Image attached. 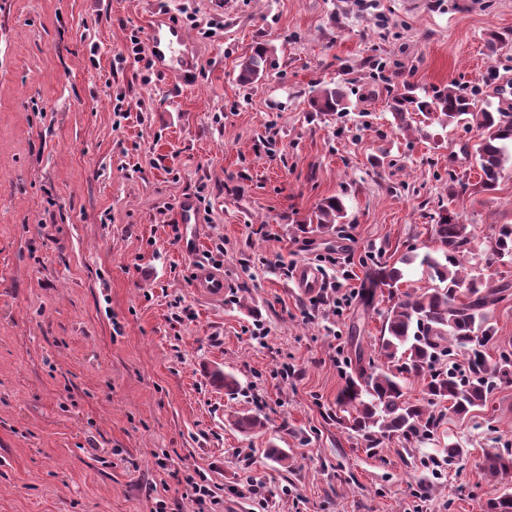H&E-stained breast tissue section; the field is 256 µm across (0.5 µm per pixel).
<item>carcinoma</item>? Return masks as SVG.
<instances>
[{"label": "carcinoma", "mask_w": 512, "mask_h": 512, "mask_svg": "<svg viewBox=\"0 0 512 512\" xmlns=\"http://www.w3.org/2000/svg\"><path fill=\"white\" fill-rule=\"evenodd\" d=\"M267 67L266 48L260 46L242 63L238 82L250 85L259 80ZM313 112L341 113L347 110L346 93L337 85L322 86L309 99ZM393 118L406 122V116L419 112L435 117L445 125L465 124L479 132L474 145V158L480 168V187L496 189L505 164L512 158V112L479 103L454 86L426 99L404 86V92L388 103ZM346 217L339 197L325 199L310 218L308 230L325 234ZM432 236L438 251L421 257L404 256L401 263L419 262L427 268L436 286L426 291L406 292L387 309L379 355L384 364L375 361L360 366L346 379L339 402L352 407L351 428L367 441V447H379L384 440L397 438L405 443L420 442L440 428L446 413L466 416L486 405L492 390L501 383L512 382V352L501 351L495 362H489L485 349L494 338L488 322L490 306L512 295V283L505 279L484 278L462 270V258L474 251L475 237L468 225L455 224L448 215L438 214L432 225ZM487 251L503 258L512 256V225L502 224L487 238ZM403 279V270L384 268L371 287L393 289ZM452 355L466 357L469 370L462 372L452 365L440 366L441 358ZM422 381V398L408 395L410 379ZM448 407H442V403ZM235 427L251 433L263 427L262 421L249 414L236 416ZM512 467V458L500 452L486 456L483 471L495 478Z\"/></svg>", "instance_id": "1"}]
</instances>
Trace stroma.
<instances>
[{"instance_id": "obj_1", "label": "stroma", "mask_w": 512, "mask_h": 512, "mask_svg": "<svg viewBox=\"0 0 512 512\" xmlns=\"http://www.w3.org/2000/svg\"><path fill=\"white\" fill-rule=\"evenodd\" d=\"M159 16L184 29L189 83L145 67ZM259 45L266 72L241 85ZM407 82L512 107V0H0V512H198L195 473L209 512H485L512 493V470L482 469L512 442V383L376 454L339 403L378 355L391 299L371 281L437 250L440 210L474 228L473 274L512 279L484 245L512 224V164L486 192L474 130L417 114L401 130L386 103ZM336 84L347 113H310ZM336 195L343 223L305 232ZM186 198L191 254L172 230ZM218 239L212 301L192 273ZM330 252L338 313L281 272ZM243 413L262 429L240 432Z\"/></svg>"}]
</instances>
